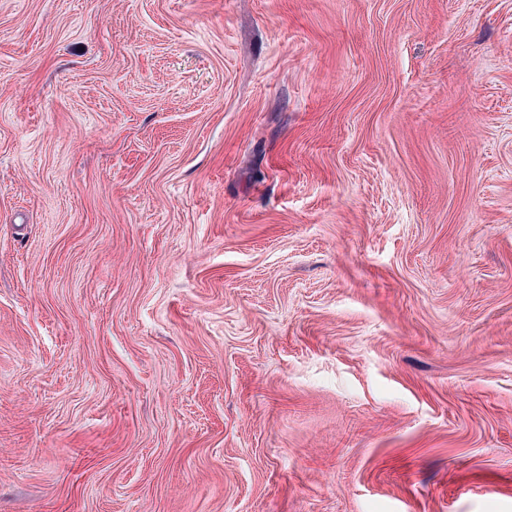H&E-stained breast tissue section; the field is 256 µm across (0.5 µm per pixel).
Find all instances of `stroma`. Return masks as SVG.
<instances>
[{"mask_svg":"<svg viewBox=\"0 0 512 512\" xmlns=\"http://www.w3.org/2000/svg\"><path fill=\"white\" fill-rule=\"evenodd\" d=\"M0 512H512V0H0Z\"/></svg>","mask_w":512,"mask_h":512,"instance_id":"1","label":"stroma"}]
</instances>
